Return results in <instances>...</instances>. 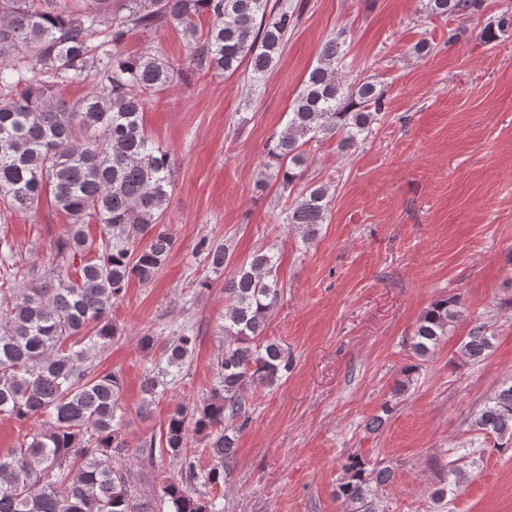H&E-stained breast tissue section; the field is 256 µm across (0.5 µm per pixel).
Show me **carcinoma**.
Listing matches in <instances>:
<instances>
[{
	"label": "carcinoma",
	"instance_id": "cac0c4a2",
	"mask_svg": "<svg viewBox=\"0 0 512 512\" xmlns=\"http://www.w3.org/2000/svg\"><path fill=\"white\" fill-rule=\"evenodd\" d=\"M437 16L468 15L484 0H428ZM112 0H0V201L27 209L51 191L55 206L72 224L53 242V261L32 282L15 261L12 242L0 237V414L32 423L20 446L0 455V512H134L129 471L122 464L128 442L117 419L123 382L98 373L93 358L112 342V307L131 281L147 284L174 245L159 223L173 186L174 159L147 136L145 95L173 86L184 72L177 62L114 50L132 26L155 31L174 21L193 40L189 64L197 71L233 75L248 67L249 86L265 80L284 50L288 31L300 20L288 0H125L124 13L108 18ZM211 19L197 36L195 19ZM101 34L95 46L91 37ZM344 41L327 39L296 94L286 126L274 136L270 156L287 189L304 179L305 146L337 139L349 149L363 142L385 112L384 92L369 77H339ZM99 77L81 99L68 104L52 87ZM42 79H35V75ZM330 186L307 181L284 212L304 242L326 223ZM101 226L98 244L85 227ZM145 246H140V243ZM209 264L231 260L224 244L202 242ZM278 257L258 250L224 282V353L215 383L199 405L180 404L160 437L138 445L148 462L155 452L177 460L179 476L165 480L160 501L168 512H219L194 486L224 484L236 461V440L249 421L242 392L274 385L288 374V354L265 339L280 295ZM465 319L453 298L434 301L413 332L411 350L431 353L450 327ZM485 322L475 323L460 343L467 361L480 363L493 348ZM196 337L186 332L161 346V369L147 374L145 392H168L189 364ZM478 435L512 444V381L474 414ZM207 441L209 467L190 435ZM336 497L344 512H382L379 491L392 471L352 455Z\"/></svg>",
	"mask_w": 512,
	"mask_h": 512
}]
</instances>
